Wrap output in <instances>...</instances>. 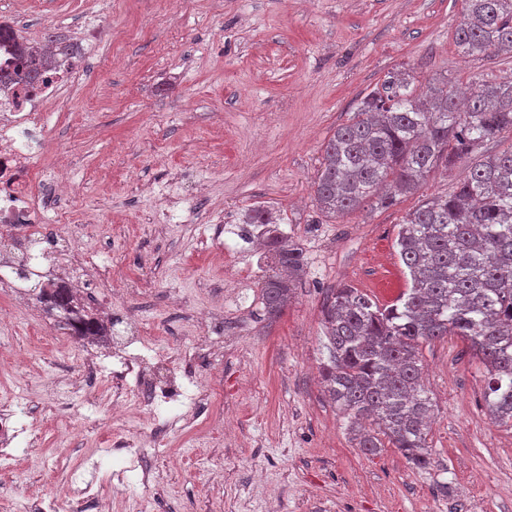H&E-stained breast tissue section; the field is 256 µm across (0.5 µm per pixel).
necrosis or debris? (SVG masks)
Returning a JSON list of instances; mask_svg holds the SVG:
<instances>
[{
	"mask_svg": "<svg viewBox=\"0 0 512 512\" xmlns=\"http://www.w3.org/2000/svg\"><path fill=\"white\" fill-rule=\"evenodd\" d=\"M78 61L74 53L62 56L44 81L32 87L16 81L0 83V239L19 241L16 261L0 265L1 287H15L21 280L20 269L34 271L41 265L27 247L32 236L45 227L38 187L46 183L56 191L66 178L63 165H55L50 171L41 167L22 134L43 128L47 108L57 102L61 89L71 82ZM136 341L140 353L119 351L114 359L92 364L94 374L105 379L112 391V445L117 449L132 445L126 436L128 410H139L157 428L176 417L190 425L205 398L199 386L180 374L179 352L163 357L152 354V338L145 330Z\"/></svg>",
	"mask_w": 512,
	"mask_h": 512,
	"instance_id": "obj_1",
	"label": "necrosis or debris"
}]
</instances>
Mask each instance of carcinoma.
<instances>
[{"label": "carcinoma", "mask_w": 512, "mask_h": 512, "mask_svg": "<svg viewBox=\"0 0 512 512\" xmlns=\"http://www.w3.org/2000/svg\"><path fill=\"white\" fill-rule=\"evenodd\" d=\"M456 46L475 58L512 52V0H464ZM14 77L41 79L52 60H35L16 43ZM407 71L391 72L367 93L324 147L313 182L321 211L344 216L383 188L390 205L411 194L439 164L512 129V81L482 83L462 99L445 80L425 94ZM250 223L267 227L274 268L263 283L268 316L280 315L291 282L305 273L302 250L256 209ZM394 246L410 284L388 305L357 288L334 290L324 307L329 358L326 392L348 419L352 440L368 455L389 444L418 469L430 465L427 442L433 401L423 385L424 343L445 336L467 342L488 375V415L512 428V149L485 156L452 195L426 199L399 224ZM48 309L71 311L70 289L32 288ZM79 339L105 337L93 317H74Z\"/></svg>", "instance_id": "obj_1"}]
</instances>
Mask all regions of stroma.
<instances>
[{"instance_id":"35a3bbf8","label":"stroma","mask_w":512,"mask_h":512,"mask_svg":"<svg viewBox=\"0 0 512 512\" xmlns=\"http://www.w3.org/2000/svg\"><path fill=\"white\" fill-rule=\"evenodd\" d=\"M461 12L462 0H192L179 11L168 0H0L26 39L100 33L29 138L39 160H69L73 190L48 211L69 209L68 233L109 274L91 306L115 335L139 325L158 351L185 352L186 373L213 393L199 427L214 432L200 440L176 425L154 448L152 427L133 428L148 479L110 477L122 465L110 391L82 359L111 345L56 332L18 289L0 288V403H26L39 438L0 474V512H28L74 476L111 512H512V430L487 416V379L459 337L421 347L435 417L426 470L393 448H356L319 374L330 292L347 284L392 302L407 286L393 247L406 214L512 147L504 130L388 207L372 198L334 219L314 201L324 144L388 73L410 71L420 92L438 79L460 91L512 80L511 55L459 51ZM254 208L306 261L275 318L262 280L224 292L227 267L268 265L224 232Z\"/></svg>"}]
</instances>
